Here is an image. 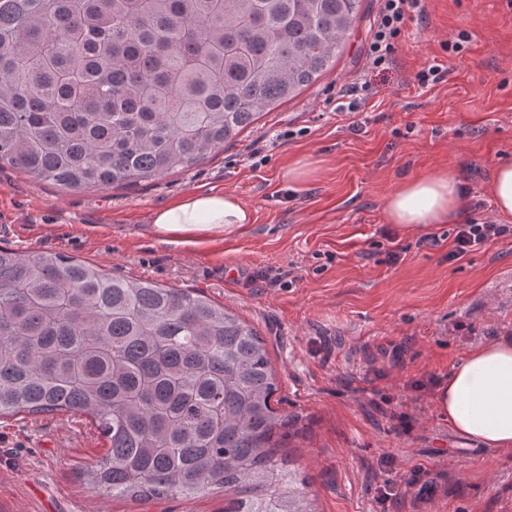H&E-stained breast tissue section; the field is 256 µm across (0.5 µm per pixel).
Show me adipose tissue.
I'll list each match as a JSON object with an SVG mask.
<instances>
[{
	"instance_id": "adipose-tissue-1",
	"label": "adipose tissue",
	"mask_w": 512,
	"mask_h": 512,
	"mask_svg": "<svg viewBox=\"0 0 512 512\" xmlns=\"http://www.w3.org/2000/svg\"><path fill=\"white\" fill-rule=\"evenodd\" d=\"M465 196L444 171L405 180L384 206L387 223L408 229L454 224ZM252 209L236 195L206 191L185 195L156 211L158 231L187 239L204 238L254 223ZM439 411L460 436L487 448H512V337L478 346L461 360L435 395Z\"/></svg>"
}]
</instances>
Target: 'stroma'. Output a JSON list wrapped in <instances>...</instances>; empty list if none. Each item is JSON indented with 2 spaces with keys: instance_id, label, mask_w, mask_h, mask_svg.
<instances>
[{
  "instance_id": "stroma-1",
  "label": "stroma",
  "mask_w": 512,
  "mask_h": 512,
  "mask_svg": "<svg viewBox=\"0 0 512 512\" xmlns=\"http://www.w3.org/2000/svg\"><path fill=\"white\" fill-rule=\"evenodd\" d=\"M363 5L329 71L197 165L103 191L0 167V246L198 289L256 327L280 409L300 417L286 454L315 512H512V449L457 436L434 400L472 348L512 336V236L457 256L452 225L422 232L383 218L405 179L445 170L464 190L462 223L496 221L486 187L512 162V5L427 0L350 114L336 93L365 61L378 2ZM462 31L463 50H449ZM432 63L444 79L418 86ZM300 161L311 178L289 180ZM211 190L238 196L254 223L198 240L152 224ZM109 446L85 417L1 418L0 512H224L219 490L102 494L85 468Z\"/></svg>"
}]
</instances>
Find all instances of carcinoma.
I'll list each match as a JSON object with an SVG mask.
<instances>
[{
  "label": "carcinoma",
  "mask_w": 512,
  "mask_h": 512,
  "mask_svg": "<svg viewBox=\"0 0 512 512\" xmlns=\"http://www.w3.org/2000/svg\"><path fill=\"white\" fill-rule=\"evenodd\" d=\"M362 0H0V164L106 190L191 167L343 52ZM258 330L201 291L0 246V417L85 415L113 497L315 512Z\"/></svg>",
  "instance_id": "1"
}]
</instances>
